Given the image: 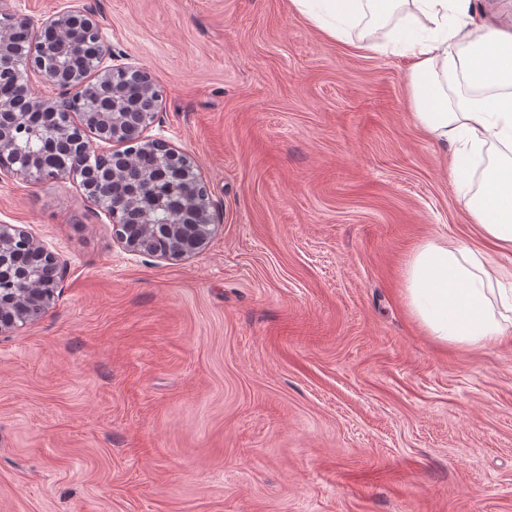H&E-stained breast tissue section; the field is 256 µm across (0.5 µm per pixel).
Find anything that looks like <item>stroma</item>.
<instances>
[{
	"label": "stroma",
	"instance_id": "1",
	"mask_svg": "<svg viewBox=\"0 0 512 512\" xmlns=\"http://www.w3.org/2000/svg\"><path fill=\"white\" fill-rule=\"evenodd\" d=\"M8 6L86 9L150 74L215 230L137 255L79 177H0V224L64 263L0 332V512H512V336L440 344L403 295L422 239L482 245L407 60L290 0Z\"/></svg>",
	"mask_w": 512,
	"mask_h": 512
}]
</instances>
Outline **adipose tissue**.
Listing matches in <instances>:
<instances>
[{
  "mask_svg": "<svg viewBox=\"0 0 512 512\" xmlns=\"http://www.w3.org/2000/svg\"><path fill=\"white\" fill-rule=\"evenodd\" d=\"M330 37L359 24L358 47L396 49L411 61L413 116L430 139L449 148L448 167L482 237V253L427 239L403 268L407 304L437 342L476 347L512 335V301L497 300L492 271L512 255V28L483 0H291ZM494 155L479 187L465 183L484 148Z\"/></svg>",
  "mask_w": 512,
  "mask_h": 512,
  "instance_id": "1",
  "label": "adipose tissue"
}]
</instances>
